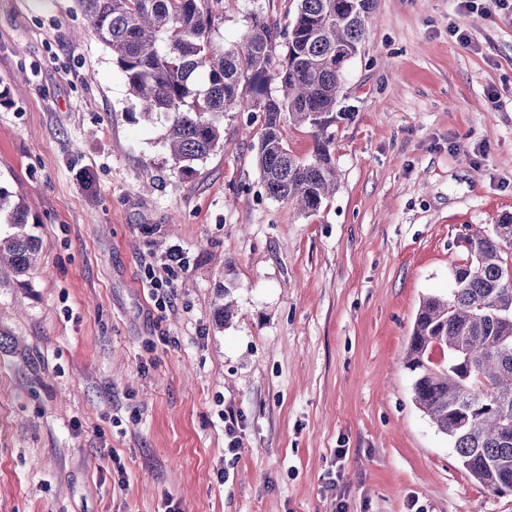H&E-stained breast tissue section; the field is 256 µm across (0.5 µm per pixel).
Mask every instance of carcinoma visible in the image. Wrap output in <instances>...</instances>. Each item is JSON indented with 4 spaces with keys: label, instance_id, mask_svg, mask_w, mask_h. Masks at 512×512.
Masks as SVG:
<instances>
[{
    "label": "carcinoma",
    "instance_id": "1",
    "mask_svg": "<svg viewBox=\"0 0 512 512\" xmlns=\"http://www.w3.org/2000/svg\"><path fill=\"white\" fill-rule=\"evenodd\" d=\"M94 37L112 52L142 117L166 124L182 170L224 144V113L260 112L256 162L267 196L317 212L338 188L331 127L346 65L365 39L374 0H298L285 28L254 13L242 39L212 40L224 0H76ZM285 53H279L280 48ZM269 82L281 95L265 92ZM311 130L306 159L288 148L284 123ZM0 264L35 270L41 243L28 215L0 187ZM466 259L453 288L424 298L403 359L413 402L448 437L462 468L494 494L512 492V213L462 237Z\"/></svg>",
    "mask_w": 512,
    "mask_h": 512
}]
</instances>
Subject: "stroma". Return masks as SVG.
<instances>
[{
    "instance_id": "1",
    "label": "stroma",
    "mask_w": 512,
    "mask_h": 512,
    "mask_svg": "<svg viewBox=\"0 0 512 512\" xmlns=\"http://www.w3.org/2000/svg\"><path fill=\"white\" fill-rule=\"evenodd\" d=\"M296 11L224 0L213 38ZM4 88L0 187L42 247L0 265V512H512L402 365L459 234L512 213V0H375L311 215L261 186L262 113L182 172L74 0H0Z\"/></svg>"
}]
</instances>
